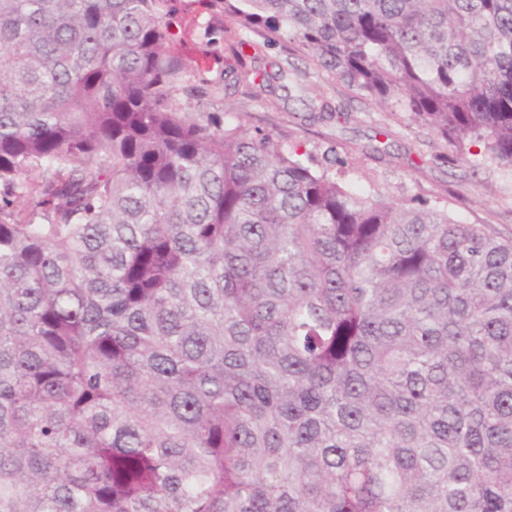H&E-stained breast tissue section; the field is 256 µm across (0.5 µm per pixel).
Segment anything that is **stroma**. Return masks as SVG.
<instances>
[{"mask_svg": "<svg viewBox=\"0 0 512 512\" xmlns=\"http://www.w3.org/2000/svg\"><path fill=\"white\" fill-rule=\"evenodd\" d=\"M223 21L203 0H195L190 10L177 14L175 23L178 49L205 77L219 82L228 55L224 39L216 32L207 41L203 32L216 31ZM287 60L294 72L286 87L253 93L220 82L201 111L264 131L283 147L302 143L318 157L335 149L348 162V179L362 190L375 187L397 199L416 196L447 207L466 223L488 224L503 238H512L511 167L481 163L471 154L452 158L449 143L428 132L414 115L355 97L345 85L318 76L303 57H288L282 44L267 48L262 63L273 72ZM324 103L329 111H321Z\"/></svg>", "mask_w": 512, "mask_h": 512, "instance_id": "stroma-1", "label": "stroma"}]
</instances>
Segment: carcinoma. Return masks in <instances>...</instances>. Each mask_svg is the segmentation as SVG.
Returning a JSON list of instances; mask_svg holds the SVG:
<instances>
[{
	"instance_id": "obj_1",
	"label": "carcinoma",
	"mask_w": 512,
	"mask_h": 512,
	"mask_svg": "<svg viewBox=\"0 0 512 512\" xmlns=\"http://www.w3.org/2000/svg\"><path fill=\"white\" fill-rule=\"evenodd\" d=\"M177 0H0V512H512V239L189 104ZM512 167V0H205Z\"/></svg>"
}]
</instances>
